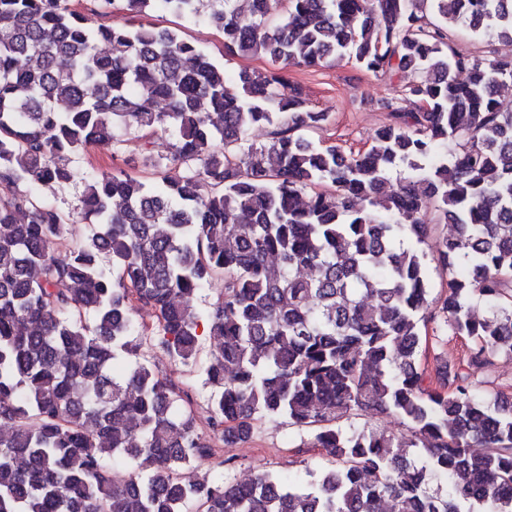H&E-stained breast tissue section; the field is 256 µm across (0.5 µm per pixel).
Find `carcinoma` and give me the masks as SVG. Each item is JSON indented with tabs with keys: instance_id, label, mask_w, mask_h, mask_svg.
<instances>
[{
	"instance_id": "cac0c4a2",
	"label": "carcinoma",
	"mask_w": 512,
	"mask_h": 512,
	"mask_svg": "<svg viewBox=\"0 0 512 512\" xmlns=\"http://www.w3.org/2000/svg\"><path fill=\"white\" fill-rule=\"evenodd\" d=\"M118 1L134 17L201 2ZM239 2L211 0L229 56L414 75L379 100L367 150L306 139L329 114L277 72H228L172 30L96 25L70 0H0V512H512V401L470 380L512 357V111L497 99L512 58L454 39L463 24L512 40V0H245L248 23ZM255 126L267 144L249 143ZM131 129L174 132L170 154L150 183L88 170L95 228L77 240L40 187ZM430 210L455 228L431 256ZM430 261L448 274L437 310ZM439 313L476 345L431 384L421 329ZM204 333L219 338L208 434L144 351L188 365ZM358 412L408 432L341 425ZM264 418L311 431L301 447L328 464L182 480Z\"/></svg>"
}]
</instances>
